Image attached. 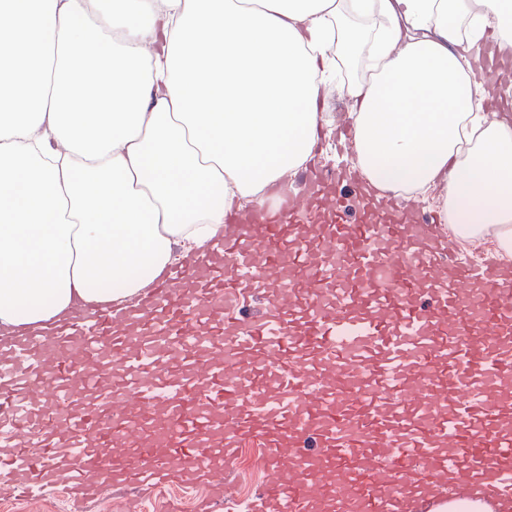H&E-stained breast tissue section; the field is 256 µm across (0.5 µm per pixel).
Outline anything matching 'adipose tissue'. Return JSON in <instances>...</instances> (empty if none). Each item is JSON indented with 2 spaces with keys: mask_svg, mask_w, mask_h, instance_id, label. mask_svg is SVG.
Listing matches in <instances>:
<instances>
[{
  "mask_svg": "<svg viewBox=\"0 0 512 512\" xmlns=\"http://www.w3.org/2000/svg\"><path fill=\"white\" fill-rule=\"evenodd\" d=\"M490 42L512 0H0V334L144 299L317 158L331 86L367 183L511 260Z\"/></svg>",
  "mask_w": 512,
  "mask_h": 512,
  "instance_id": "ef3b65f1",
  "label": "adipose tissue"
}]
</instances>
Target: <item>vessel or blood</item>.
<instances>
[{"instance_id":"vessel-or-blood-1","label":"vessel or blood","mask_w":512,"mask_h":512,"mask_svg":"<svg viewBox=\"0 0 512 512\" xmlns=\"http://www.w3.org/2000/svg\"><path fill=\"white\" fill-rule=\"evenodd\" d=\"M305 180L149 309L0 340L16 489L191 485L253 438L267 481L246 512H512V265L461 263L345 172Z\"/></svg>"}]
</instances>
